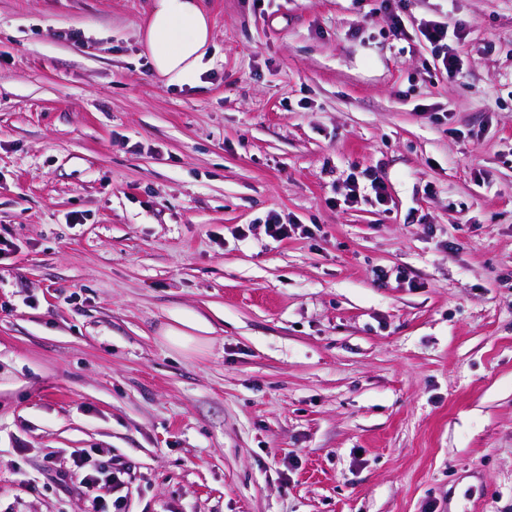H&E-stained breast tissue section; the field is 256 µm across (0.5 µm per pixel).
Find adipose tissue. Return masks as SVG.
Wrapping results in <instances>:
<instances>
[{"label": "adipose tissue", "mask_w": 512, "mask_h": 512, "mask_svg": "<svg viewBox=\"0 0 512 512\" xmlns=\"http://www.w3.org/2000/svg\"><path fill=\"white\" fill-rule=\"evenodd\" d=\"M211 41L199 0H153L144 43L156 78L169 85L194 82Z\"/></svg>", "instance_id": "obj_1"}]
</instances>
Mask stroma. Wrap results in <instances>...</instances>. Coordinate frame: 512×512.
<instances>
[{
	"instance_id": "stroma-1",
	"label": "stroma",
	"mask_w": 512,
	"mask_h": 512,
	"mask_svg": "<svg viewBox=\"0 0 512 512\" xmlns=\"http://www.w3.org/2000/svg\"><path fill=\"white\" fill-rule=\"evenodd\" d=\"M151 6L0 0V512H512V0H202L192 86ZM201 0H153L144 43L156 78L166 84L196 80L212 41ZM380 9L383 8L388 15L389 28L392 36L397 40H406L407 32L405 29L403 18L399 10L406 9L410 0H380ZM396 5V7H393ZM420 39L429 45L440 66L450 76L459 74L464 67V59L458 54L457 49L451 47L450 41H459L463 38L462 28L452 31L449 35L448 25L436 19H427L418 25ZM171 345L178 349L186 350V351H195L200 349L205 340L200 336H193L190 333L178 329L174 326L169 327L166 335L164 336ZM121 474L120 469L109 467L105 463L92 464L88 456L77 454L73 458L72 469L63 476L70 479L75 477L88 495L91 496L102 482H105V484L111 483L114 493H122L125 482L121 478Z\"/></svg>"
}]
</instances>
